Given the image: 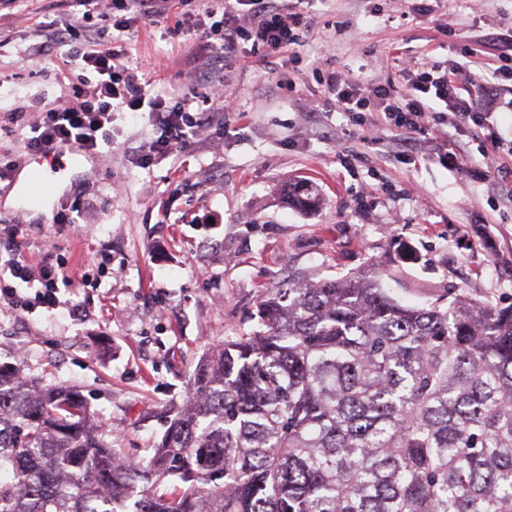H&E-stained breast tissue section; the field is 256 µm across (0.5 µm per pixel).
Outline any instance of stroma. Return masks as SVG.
Wrapping results in <instances>:
<instances>
[{"instance_id": "obj_1", "label": "stroma", "mask_w": 512, "mask_h": 512, "mask_svg": "<svg viewBox=\"0 0 512 512\" xmlns=\"http://www.w3.org/2000/svg\"><path fill=\"white\" fill-rule=\"evenodd\" d=\"M411 5L304 0L313 25L299 67L226 56L216 74L236 92L237 112L213 109L186 147L152 162L143 148L157 127L116 114L111 143L90 169L59 174L46 203L44 215L75 212L79 223L26 215L20 172L0 182V221L21 222L29 263L69 278L57 308L0 309V363L81 390L113 447L145 460L201 357L256 329L260 290L378 262L384 287L409 305L453 291L511 305L512 181L488 173L483 143L461 136L474 162L458 169L438 158L433 132L406 152L386 127L363 131L322 105L318 71L382 84L395 72L366 71L372 59L409 50L453 62L464 44L512 29V0H436L429 20ZM74 20L69 0H0V161L24 164L20 145L40 112L74 103L76 77L55 76L65 48L38 51ZM195 41L145 24L132 52L155 68L158 90L184 95L202 69ZM295 180L318 191V209L288 205L280 189Z\"/></svg>"}]
</instances>
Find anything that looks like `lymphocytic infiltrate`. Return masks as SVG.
Segmentation results:
<instances>
[{
	"label": "lymphocytic infiltrate",
	"mask_w": 512,
	"mask_h": 512,
	"mask_svg": "<svg viewBox=\"0 0 512 512\" xmlns=\"http://www.w3.org/2000/svg\"><path fill=\"white\" fill-rule=\"evenodd\" d=\"M194 0H113L112 14L101 16L103 30L111 38L89 40L84 49L69 52L68 63L79 69L84 90L75 105L41 113L23 142L29 153L57 148L78 141L97 150L99 141L109 140L115 112L147 117L161 128V135L145 148V159L167 154L186 146L208 123L206 105H222L234 111V101L221 80L210 78L197 98L170 100L156 93L151 69L133 61L127 40L138 23L166 25L170 34H180ZM311 27L305 13L286 8L283 0H224L223 10L199 13L193 30L197 36L195 57L212 65L222 54L237 52L250 43L253 54L263 57L285 56L296 60L294 51L304 31ZM464 56H489L499 66L479 80L463 67H449L426 61L420 66L401 64V86H381L371 80H352L341 72L322 74L320 84L326 104L354 117H370L372 124L383 125L404 137L433 128L439 151L449 161L467 167L473 158L457 142L464 129H483L494 147L484 154L487 169L507 170L506 157H512V141L496 131L489 108L499 87L502 72L512 69V33L468 47ZM58 275L48 264L32 268L23 251L18 229L0 237V304L14 310L32 312L36 308H55L59 304ZM36 285L34 297L21 295L18 283Z\"/></svg>",
	"instance_id": "1"
}]
</instances>
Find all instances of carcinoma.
<instances>
[{
	"label": "carcinoma",
	"instance_id": "obj_1",
	"mask_svg": "<svg viewBox=\"0 0 512 512\" xmlns=\"http://www.w3.org/2000/svg\"><path fill=\"white\" fill-rule=\"evenodd\" d=\"M380 277L261 293L146 465L77 390L1 365L0 512H512V305L408 306Z\"/></svg>",
	"mask_w": 512,
	"mask_h": 512
}]
</instances>
